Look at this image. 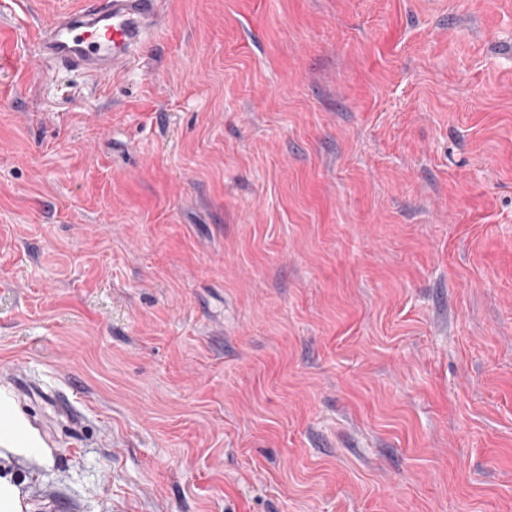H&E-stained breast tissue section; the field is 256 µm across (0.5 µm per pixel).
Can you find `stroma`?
<instances>
[{
  "instance_id": "1",
  "label": "stroma",
  "mask_w": 512,
  "mask_h": 512,
  "mask_svg": "<svg viewBox=\"0 0 512 512\" xmlns=\"http://www.w3.org/2000/svg\"><path fill=\"white\" fill-rule=\"evenodd\" d=\"M0 0L24 512H512V0H162L102 80Z\"/></svg>"
}]
</instances>
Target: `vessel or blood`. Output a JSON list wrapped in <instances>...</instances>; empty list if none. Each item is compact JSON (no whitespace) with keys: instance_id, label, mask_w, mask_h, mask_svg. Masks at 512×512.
Returning a JSON list of instances; mask_svg holds the SVG:
<instances>
[{"instance_id":"b4317fda","label":"vessel or blood","mask_w":512,"mask_h":512,"mask_svg":"<svg viewBox=\"0 0 512 512\" xmlns=\"http://www.w3.org/2000/svg\"><path fill=\"white\" fill-rule=\"evenodd\" d=\"M161 0H82L37 36L47 62L102 77L134 60L164 24Z\"/></svg>"}]
</instances>
